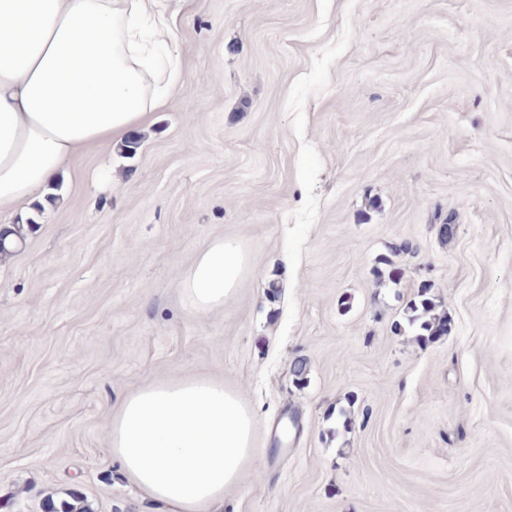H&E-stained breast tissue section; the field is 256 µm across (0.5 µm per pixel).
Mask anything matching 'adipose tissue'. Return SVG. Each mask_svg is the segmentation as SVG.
<instances>
[{
    "label": "adipose tissue",
    "instance_id": "obj_1",
    "mask_svg": "<svg viewBox=\"0 0 512 512\" xmlns=\"http://www.w3.org/2000/svg\"><path fill=\"white\" fill-rule=\"evenodd\" d=\"M169 0H0V212L15 211L82 149L123 140L167 103L177 40ZM245 264L221 237L179 282L203 316L223 307ZM254 416L223 384L162 383L128 393L110 446L159 512H219L253 455Z\"/></svg>",
    "mask_w": 512,
    "mask_h": 512
}]
</instances>
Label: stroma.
Listing matches in <instances>:
<instances>
[{
    "mask_svg": "<svg viewBox=\"0 0 512 512\" xmlns=\"http://www.w3.org/2000/svg\"><path fill=\"white\" fill-rule=\"evenodd\" d=\"M178 26L135 151L77 155L0 258V512H156L110 421L194 378L256 417L222 512H512V0H182ZM217 236L245 266L198 316L178 283ZM428 291V287H425L424 292L421 293L419 306L414 303L411 307V310L414 312H418L419 309L421 314L412 316V319H409L411 322H415L420 318H425L420 324V339L423 342L432 340L435 336H440L447 328L448 319L445 317H439L435 314H431L435 308V305L431 298L426 297Z\"/></svg>",
    "mask_w": 512,
    "mask_h": 512,
    "instance_id": "1",
    "label": "stroma"
}]
</instances>
